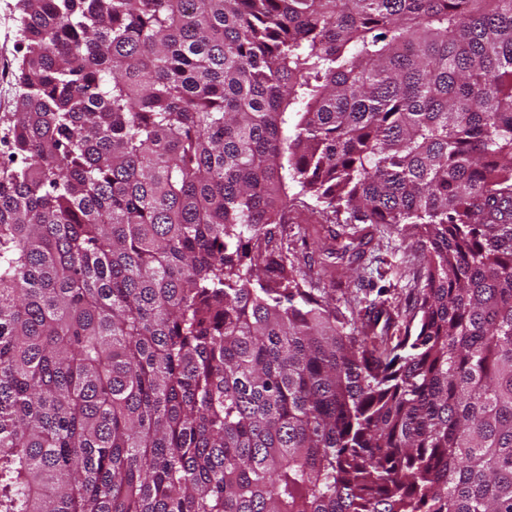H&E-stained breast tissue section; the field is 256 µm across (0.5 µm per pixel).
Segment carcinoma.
Here are the masks:
<instances>
[{
    "instance_id": "1",
    "label": "carcinoma",
    "mask_w": 512,
    "mask_h": 512,
    "mask_svg": "<svg viewBox=\"0 0 512 512\" xmlns=\"http://www.w3.org/2000/svg\"><path fill=\"white\" fill-rule=\"evenodd\" d=\"M17 9L0 512H512V0ZM292 184L415 240L403 332L271 247Z\"/></svg>"
}]
</instances>
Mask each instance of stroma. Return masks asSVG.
<instances>
[{
  "label": "stroma",
  "mask_w": 512,
  "mask_h": 512,
  "mask_svg": "<svg viewBox=\"0 0 512 512\" xmlns=\"http://www.w3.org/2000/svg\"><path fill=\"white\" fill-rule=\"evenodd\" d=\"M16 3L0 0V113L13 111L15 105V72L22 54ZM314 206L309 198L291 200L287 223L272 227L274 245L287 248L305 286L330 292L354 322L372 315L379 305L399 321H408L424 275L423 260L412 239L384 224L308 223ZM352 238L365 244L359 265L327 256V249Z\"/></svg>",
  "instance_id": "35a3bbf8"
}]
</instances>
